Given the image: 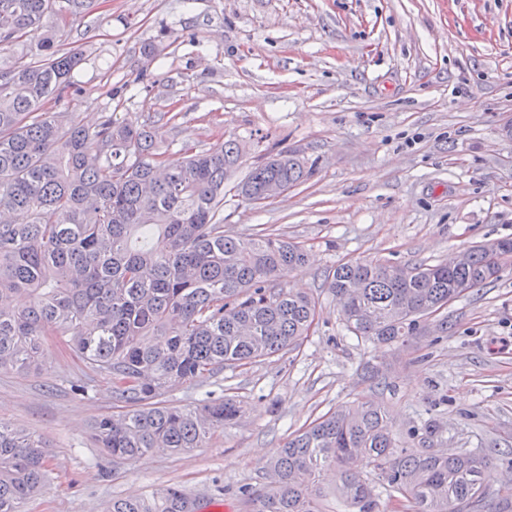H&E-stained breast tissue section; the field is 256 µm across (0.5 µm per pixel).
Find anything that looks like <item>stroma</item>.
I'll use <instances>...</instances> for the list:
<instances>
[{"instance_id": "stroma-1", "label": "stroma", "mask_w": 512, "mask_h": 512, "mask_svg": "<svg viewBox=\"0 0 512 512\" xmlns=\"http://www.w3.org/2000/svg\"><path fill=\"white\" fill-rule=\"evenodd\" d=\"M55 23L83 53L80 92L46 111L91 128L105 112L154 124L173 157L238 139L242 177L282 150L313 163L259 205L226 188L224 222L303 245L306 265L277 283L313 295L320 316L300 349L167 394L243 403L237 424L183 455L116 463L95 448L112 381L57 343L42 370L0 371V420L52 447L50 481L24 512H105L168 486L244 512L240 487L261 483L289 434L364 397L389 409L401 442L485 454L493 485L512 479V265L449 304L443 339L391 350L349 333L326 287L350 258L432 265L512 238V0H92ZM426 419L438 432L409 438Z\"/></svg>"}]
</instances>
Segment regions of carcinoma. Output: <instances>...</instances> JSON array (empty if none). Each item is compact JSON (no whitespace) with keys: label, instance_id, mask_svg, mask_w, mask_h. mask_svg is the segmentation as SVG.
<instances>
[{"label":"carcinoma","instance_id":"1","mask_svg":"<svg viewBox=\"0 0 512 512\" xmlns=\"http://www.w3.org/2000/svg\"><path fill=\"white\" fill-rule=\"evenodd\" d=\"M85 7L0 0V370H40L48 337H66L91 372L112 378L117 411L94 420L96 446L115 462L183 454L242 406L229 396L172 406L165 395L299 348L318 302L276 285L281 269L305 263L300 245L274 229L236 236L224 225V187L245 152L238 140L172 158L147 125L109 114L90 131L74 112L42 111L69 96L82 60L60 48L51 18ZM310 176L304 158L283 151L236 191L262 203L269 187L286 192ZM499 273L479 244L454 267L349 259L327 285L351 333L392 345L447 332L448 321L431 319ZM18 295L30 303L14 305ZM50 454L41 436L0 421V512H23L47 486ZM490 467L484 455L398 444L386 408L364 398L289 435L261 487L243 495L248 512H324L320 480L334 471L336 492L358 512H379L377 484L409 512H512V480L491 488ZM203 508L166 487L114 499L108 512Z\"/></svg>","mask_w":512,"mask_h":512}]
</instances>
